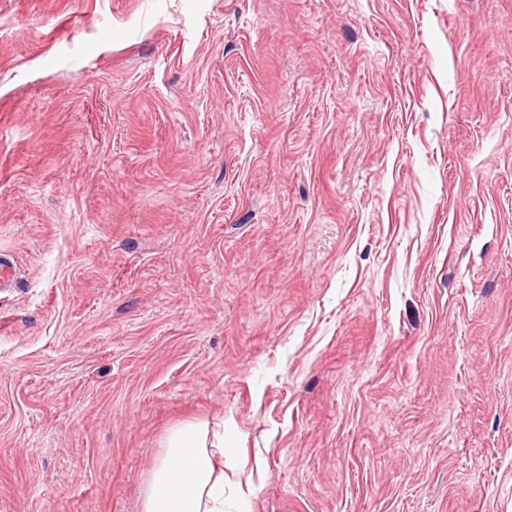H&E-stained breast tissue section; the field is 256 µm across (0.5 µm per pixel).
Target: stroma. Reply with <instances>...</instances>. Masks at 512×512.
Masks as SVG:
<instances>
[{
    "instance_id": "stroma-1",
    "label": "stroma",
    "mask_w": 512,
    "mask_h": 512,
    "mask_svg": "<svg viewBox=\"0 0 512 512\" xmlns=\"http://www.w3.org/2000/svg\"><path fill=\"white\" fill-rule=\"evenodd\" d=\"M0 512H512V0H0ZM142 512H224V424L187 422L167 435Z\"/></svg>"
}]
</instances>
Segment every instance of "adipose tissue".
Here are the masks:
<instances>
[{
  "label": "adipose tissue",
  "mask_w": 512,
  "mask_h": 512,
  "mask_svg": "<svg viewBox=\"0 0 512 512\" xmlns=\"http://www.w3.org/2000/svg\"><path fill=\"white\" fill-rule=\"evenodd\" d=\"M142 512H224V426L173 428L153 464Z\"/></svg>",
  "instance_id": "1"
}]
</instances>
